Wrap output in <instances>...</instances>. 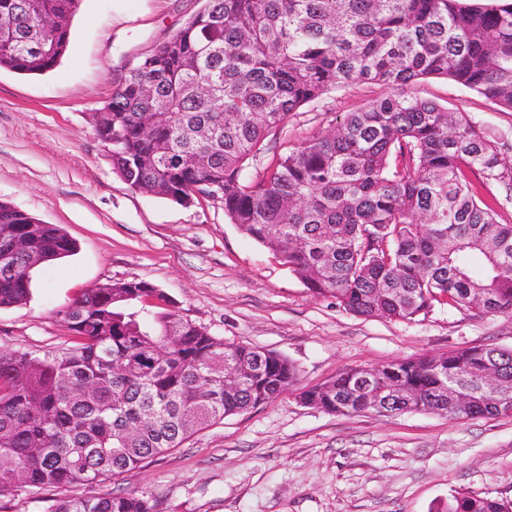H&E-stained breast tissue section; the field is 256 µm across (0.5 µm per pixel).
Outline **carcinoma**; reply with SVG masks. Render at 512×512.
Listing matches in <instances>:
<instances>
[{"label": "carcinoma", "instance_id": "carcinoma-1", "mask_svg": "<svg viewBox=\"0 0 512 512\" xmlns=\"http://www.w3.org/2000/svg\"><path fill=\"white\" fill-rule=\"evenodd\" d=\"M81 0H0V68L38 75L70 49ZM52 15L47 31L42 18ZM446 78L512 112V0H206L147 55L93 115L112 141L114 172L133 190L188 205L213 196L245 236L281 256L315 295L360 317L415 322L436 305L512 314V224L476 197L470 175L512 181L499 137L465 112L414 92ZM389 90L324 133L274 154L253 177L245 163L288 116L353 85ZM152 124L145 135L143 127ZM0 307L21 305L35 261L76 243L0 201ZM142 281L105 283L65 312L73 345L39 355L0 351V496L19 488L91 487L177 448L194 433L276 397L296 380L281 355L228 343L157 304ZM493 365L512 381V350L469 347L446 361L422 354L376 372L394 403L450 419L508 415L482 382ZM250 368L235 389L224 369ZM349 369L300 393L339 414L368 410ZM468 384L474 404L451 406L441 378ZM48 512H158L146 493L53 500ZM435 512H512L456 493Z\"/></svg>", "mask_w": 512, "mask_h": 512}]
</instances>
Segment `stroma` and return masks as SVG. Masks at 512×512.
I'll use <instances>...</instances> for the list:
<instances>
[{"label":"stroma","instance_id":"35a3bbf8","mask_svg":"<svg viewBox=\"0 0 512 512\" xmlns=\"http://www.w3.org/2000/svg\"><path fill=\"white\" fill-rule=\"evenodd\" d=\"M205 0H83L71 51L49 72L0 69V200L60 226L74 255L32 274L26 303L0 308V350L52 352L71 335L67 307L108 282L143 281L183 319L224 341L272 351L297 369L278 398L201 430L181 447L98 485L150 493L160 512H432L458 491L512 503V415L453 420L418 411L339 415L302 404L339 371L474 346L512 348V314L435 307L419 322L355 316L314 295L243 235L222 202L182 205L131 190L112 169L92 116L129 68L168 41ZM418 96L508 138L512 112L443 78ZM354 85L302 107L274 151L325 130L381 95Z\"/></svg>","mask_w":512,"mask_h":512}]
</instances>
